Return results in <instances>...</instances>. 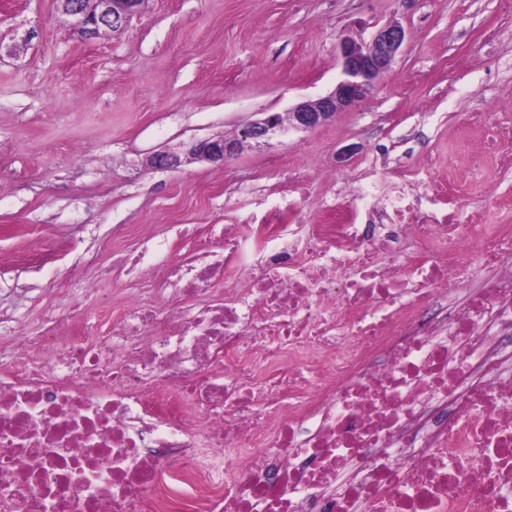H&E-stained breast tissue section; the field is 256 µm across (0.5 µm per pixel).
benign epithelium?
<instances>
[{
	"label": "benign epithelium",
	"mask_w": 512,
	"mask_h": 512,
	"mask_svg": "<svg viewBox=\"0 0 512 512\" xmlns=\"http://www.w3.org/2000/svg\"><path fill=\"white\" fill-rule=\"evenodd\" d=\"M73 30L88 41L106 31H121L142 10L145 0H54ZM406 33L402 25L386 24L367 41L350 37L338 44L341 78L327 95L297 103L288 120L278 113L262 116L239 127L232 138L219 136L191 143L186 155L219 166L233 158L245 144L261 145L291 132L312 130L330 122L336 112L349 110L369 97L383 74L401 52ZM182 163L176 153L160 152L149 158L154 169H175Z\"/></svg>",
	"instance_id": "7a95c632"
}]
</instances>
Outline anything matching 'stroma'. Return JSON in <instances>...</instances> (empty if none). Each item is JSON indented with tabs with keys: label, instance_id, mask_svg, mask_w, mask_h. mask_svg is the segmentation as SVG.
<instances>
[{
	"label": "stroma",
	"instance_id": "obj_1",
	"mask_svg": "<svg viewBox=\"0 0 512 512\" xmlns=\"http://www.w3.org/2000/svg\"><path fill=\"white\" fill-rule=\"evenodd\" d=\"M397 23L406 41L378 88L326 125L244 146L221 166L185 158L260 112L287 113L335 85L337 46ZM512 118V0H146L123 31L81 40L54 0H0V314L37 331L46 311L103 312L108 275L141 234L222 224L282 201L317 218L354 176L401 156L464 166L469 133ZM159 151L175 169L148 166ZM463 213L512 197L492 160L460 191Z\"/></svg>",
	"mask_w": 512,
	"mask_h": 512
}]
</instances>
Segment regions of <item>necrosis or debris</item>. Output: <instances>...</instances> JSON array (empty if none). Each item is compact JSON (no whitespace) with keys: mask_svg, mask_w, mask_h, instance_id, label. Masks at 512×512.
I'll return each mask as SVG.
<instances>
[{"mask_svg":"<svg viewBox=\"0 0 512 512\" xmlns=\"http://www.w3.org/2000/svg\"><path fill=\"white\" fill-rule=\"evenodd\" d=\"M414 176L178 225L112 319L0 325V512H512V226Z\"/></svg>","mask_w":512,"mask_h":512,"instance_id":"obj_1","label":"necrosis or debris"}]
</instances>
